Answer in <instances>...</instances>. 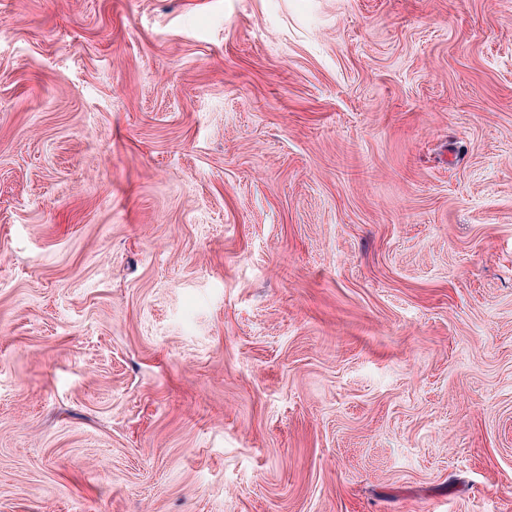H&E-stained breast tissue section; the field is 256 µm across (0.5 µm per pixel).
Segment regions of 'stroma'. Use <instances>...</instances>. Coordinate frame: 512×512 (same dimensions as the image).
<instances>
[{"mask_svg": "<svg viewBox=\"0 0 512 512\" xmlns=\"http://www.w3.org/2000/svg\"><path fill=\"white\" fill-rule=\"evenodd\" d=\"M0 512H512V0H0Z\"/></svg>", "mask_w": 512, "mask_h": 512, "instance_id": "obj_1", "label": "stroma"}]
</instances>
